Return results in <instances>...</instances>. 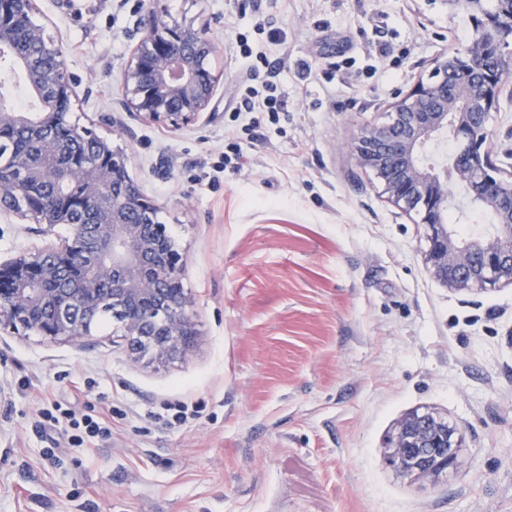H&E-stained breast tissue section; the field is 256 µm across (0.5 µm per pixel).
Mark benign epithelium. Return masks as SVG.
<instances>
[{"instance_id":"1","label":"benign epithelium","mask_w":512,"mask_h":512,"mask_svg":"<svg viewBox=\"0 0 512 512\" xmlns=\"http://www.w3.org/2000/svg\"><path fill=\"white\" fill-rule=\"evenodd\" d=\"M36 0H0V50L13 49L23 32L38 44L45 63H21L36 90L76 95L63 42L33 20ZM512 43V0L483 11L481 41L444 57L433 80L415 84L383 123L362 124L352 138L358 166L375 173L386 198L421 215L427 230V272L451 291L482 293L512 286V181L491 161L490 111L505 79L502 47ZM217 42L201 28L170 24L150 8L122 72L125 111L172 126L215 115L220 76L210 62ZM36 117L0 104V131L57 121L54 103L38 98ZM96 160L75 149L65 163L51 143L40 153L13 155L19 179L0 177V206L25 216L24 199L43 191L34 217L39 224L70 225L69 244L0 261V336L34 332L50 341L79 344L92 335L103 310L121 331L135 359H166L188 352L196 336L190 298L182 288L185 260L159 208L130 177L125 154L87 128ZM459 149L436 170L424 163L426 149L444 138ZM466 190V204L491 215L494 232L459 237L448 224V181ZM79 204L84 223H70L57 206ZM463 448L458 429L431 413H412L399 424L391 459L401 471L435 477L453 467Z\"/></svg>"}]
</instances>
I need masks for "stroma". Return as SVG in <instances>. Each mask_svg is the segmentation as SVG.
<instances>
[{
  "label": "stroma",
  "instance_id": "obj_1",
  "mask_svg": "<svg viewBox=\"0 0 512 512\" xmlns=\"http://www.w3.org/2000/svg\"><path fill=\"white\" fill-rule=\"evenodd\" d=\"M37 5L79 81L68 120L128 154L186 257L198 334L188 354L135 362L109 322L78 345L0 336V512H512V287L465 295L431 278L419 215L349 148L467 47L471 12L448 0H159L223 47L217 116L171 129L122 107L144 0ZM241 35L279 70L278 121L231 110L252 65ZM370 43L388 54L367 58ZM489 130L510 177L512 78ZM228 151L241 168L225 167ZM67 236L0 210L2 257ZM54 404L102 416L109 435L73 446L65 427L43 426ZM183 404L196 411L185 424L153 417ZM414 412L460 430L455 467L418 478L390 463Z\"/></svg>",
  "mask_w": 512,
  "mask_h": 512
}]
</instances>
